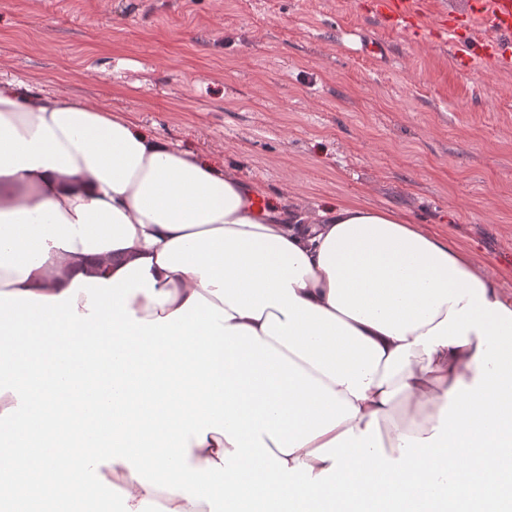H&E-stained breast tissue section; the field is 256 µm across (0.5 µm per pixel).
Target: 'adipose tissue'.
I'll return each instance as SVG.
<instances>
[{
  "label": "adipose tissue",
  "instance_id": "obj_1",
  "mask_svg": "<svg viewBox=\"0 0 512 512\" xmlns=\"http://www.w3.org/2000/svg\"><path fill=\"white\" fill-rule=\"evenodd\" d=\"M252 196L125 117L0 83V456L30 472L0 497L433 512V490L466 499L511 464L491 453L512 445V295L494 275L389 209ZM123 346L136 356L113 369ZM99 434L108 452H76ZM47 438L70 447L33 455Z\"/></svg>",
  "mask_w": 512,
  "mask_h": 512
}]
</instances>
